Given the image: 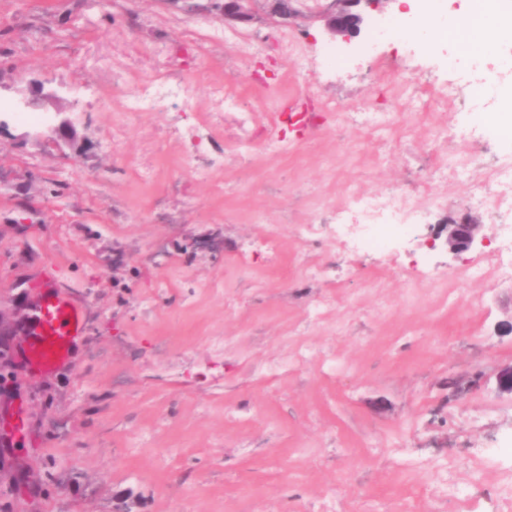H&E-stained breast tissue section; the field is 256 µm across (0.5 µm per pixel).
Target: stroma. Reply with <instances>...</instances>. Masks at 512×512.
<instances>
[{"label":"stroma","instance_id":"obj_1","mask_svg":"<svg viewBox=\"0 0 512 512\" xmlns=\"http://www.w3.org/2000/svg\"><path fill=\"white\" fill-rule=\"evenodd\" d=\"M0 0V106L40 84L62 100L78 139L15 117L0 131V315L13 348L51 278L87 322L68 367L40 373L15 360L0 388V512H512V280L464 281L495 260L498 220L472 204V183L435 179L461 151L481 166L512 145L449 138L482 123L441 91L476 70L447 45L373 39L396 11H369L352 45L316 14L275 24L256 0L247 24L213 0ZM202 18L265 35L257 62L231 67L235 46L185 58L183 24ZM294 39L308 68L291 71L276 41ZM165 66L187 78L185 123L208 111L221 81L249 106L261 82H287L288 108L320 109L318 127H272L280 159L227 151L218 179L193 175L166 113L129 123L105 148L123 94L112 73ZM406 72L420 84L406 109ZM391 115L385 139L358 125ZM154 170L152 183L136 178ZM394 190L438 199L413 238L350 252L298 237L336 223L348 195ZM471 218L483 244L454 254L435 237ZM278 234V249L266 239ZM324 272L311 278L306 261ZM224 340L215 353L210 340Z\"/></svg>","mask_w":512,"mask_h":512}]
</instances>
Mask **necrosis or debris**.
Segmentation results:
<instances>
[{
	"instance_id": "4bbe7bcc",
	"label": "necrosis or debris",
	"mask_w": 512,
	"mask_h": 512,
	"mask_svg": "<svg viewBox=\"0 0 512 512\" xmlns=\"http://www.w3.org/2000/svg\"><path fill=\"white\" fill-rule=\"evenodd\" d=\"M495 13L496 0H470L466 26L448 31L447 42L460 58L474 65L483 61L485 23ZM116 82L131 85L132 90L123 99L122 119L112 124L111 137L107 142L112 149L125 139L130 118L176 109L185 98L182 82L171 78L162 68L135 79L121 72ZM208 97L211 119L173 128L178 142L186 147L195 160L194 175L200 180L211 179L215 171L224 167V140L216 134L214 122L223 118L225 113L234 115L239 153L248 155L256 146L253 127L257 116L255 112L242 110L241 96L224 84L216 83L209 86ZM474 200L490 205L500 217L498 257L489 265L479 261L469 265L460 272L459 277L463 280L478 279L491 274L512 279V153L497 157L489 183L481 186ZM427 210V204L396 192L385 196L354 193L350 196L347 210L350 220L340 225L337 239L353 251L361 248L381 249L402 236L409 226L423 223Z\"/></svg>"
}]
</instances>
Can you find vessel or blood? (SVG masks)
Masks as SVG:
<instances>
[{"label":"vessel or blood","mask_w":512,"mask_h":512,"mask_svg":"<svg viewBox=\"0 0 512 512\" xmlns=\"http://www.w3.org/2000/svg\"><path fill=\"white\" fill-rule=\"evenodd\" d=\"M37 326L26 353L31 365L50 371L65 364L81 335L85 312L66 291L41 292L35 310Z\"/></svg>","instance_id":"b4317fda"}]
</instances>
